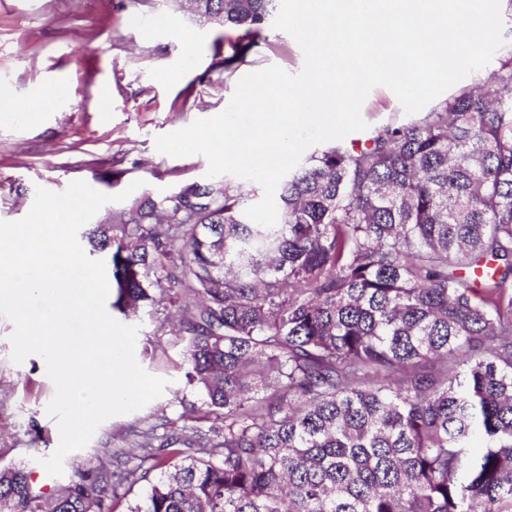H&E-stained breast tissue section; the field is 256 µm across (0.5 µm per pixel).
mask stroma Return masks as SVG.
Here are the masks:
<instances>
[{
  "mask_svg": "<svg viewBox=\"0 0 512 512\" xmlns=\"http://www.w3.org/2000/svg\"><path fill=\"white\" fill-rule=\"evenodd\" d=\"M246 42L253 45L247 58L225 71V56ZM303 63L286 32L269 26L249 35L165 0H0V92L20 104L0 109V220L24 218L39 186L60 192L83 180L114 198L136 180L154 196L206 183L205 156L160 153L156 137L222 113L243 75L272 64L296 73ZM32 100L38 111L23 110ZM362 116L367 130L350 135L359 144L409 119L383 86L370 91ZM121 322L138 326L136 359L167 385L142 409L104 421L55 477L42 465L59 444L47 412L55 386L41 356L13 362V324L0 317V465L25 463L53 488L115 451H131L135 432L162 423L176 430L189 414L211 425L186 383L180 337L145 313Z\"/></svg>",
  "mask_w": 512,
  "mask_h": 512,
  "instance_id": "obj_1",
  "label": "stroma"
}]
</instances>
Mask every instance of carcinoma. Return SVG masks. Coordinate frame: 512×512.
Returning <instances> with one entry per match:
<instances>
[{"mask_svg": "<svg viewBox=\"0 0 512 512\" xmlns=\"http://www.w3.org/2000/svg\"><path fill=\"white\" fill-rule=\"evenodd\" d=\"M259 33L276 0H188ZM144 193L84 233L112 308L178 305L187 382L220 425L141 435V464L44 491L0 466V512H512V51L280 184ZM168 286H163V283ZM190 448L207 449L202 458Z\"/></svg>", "mask_w": 512, "mask_h": 512, "instance_id": "carcinoma-1", "label": "carcinoma"}]
</instances>
